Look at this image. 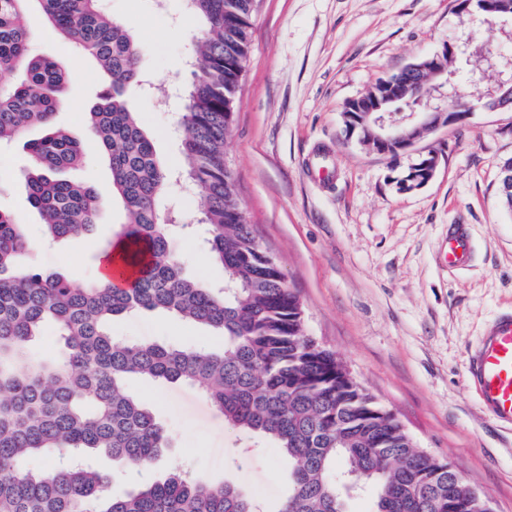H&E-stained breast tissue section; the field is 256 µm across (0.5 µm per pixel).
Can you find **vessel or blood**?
Segmentation results:
<instances>
[{
	"label": "vessel or blood",
	"mask_w": 512,
	"mask_h": 512,
	"mask_svg": "<svg viewBox=\"0 0 512 512\" xmlns=\"http://www.w3.org/2000/svg\"><path fill=\"white\" fill-rule=\"evenodd\" d=\"M472 256L467 225H449L444 263L451 269H463ZM469 378L483 412L495 424L512 429V311L489 323L470 354Z\"/></svg>",
	"instance_id": "obj_1"
}]
</instances>
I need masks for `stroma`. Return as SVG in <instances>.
Returning a JSON list of instances; mask_svg holds the SVG:
<instances>
[{"instance_id": "1", "label": "stroma", "mask_w": 512, "mask_h": 512, "mask_svg": "<svg viewBox=\"0 0 512 512\" xmlns=\"http://www.w3.org/2000/svg\"><path fill=\"white\" fill-rule=\"evenodd\" d=\"M134 32L142 85L128 89L158 158L178 168L171 131L180 114L158 108V89L191 78L198 34L186 0H103ZM34 54L70 76L58 127L79 139L81 166L63 178L101 190L112 176L86 114L106 84L91 58L67 51L40 16L31 20ZM469 40L471 58L453 67L469 95L492 87L512 62V23L487 27L458 13L455 0H257L251 46L224 144L248 223L280 262L304 305L310 336L335 353L416 445L448 461L491 501L512 512V432L481 410L467 377V353L486 323L512 309V212L499 200L498 170L512 158V112L475 111L465 122L420 138L390 158L344 142L346 103L414 58L450 40ZM25 140L0 147V211L26 226L37 268L85 283L100 276L99 255L124 227L121 202L103 194L92 232L49 237L26 202ZM439 166L424 188L397 180L423 149ZM470 228L472 265L441 261L449 225ZM205 227L172 245L187 276L221 283L224 269L201 246ZM114 336L218 349L220 337L159 312L112 320ZM135 392L164 424L176 461L212 483H232L267 512L288 493V470L272 444L256 446L229 429L203 393L184 384L137 383Z\"/></svg>"}]
</instances>
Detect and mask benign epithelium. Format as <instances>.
<instances>
[{"label": "benign epithelium", "instance_id": "obj_1", "mask_svg": "<svg viewBox=\"0 0 512 512\" xmlns=\"http://www.w3.org/2000/svg\"><path fill=\"white\" fill-rule=\"evenodd\" d=\"M460 12L479 18L489 25L512 20V0H458ZM461 53V46L446 43L442 49L423 56L399 71L374 84L372 98L361 96L351 100L350 111L343 112L344 138L351 141L359 129L368 128L376 140L374 150L380 154H397L414 147L416 139L398 133V128H424L431 132L439 126H448L460 120L459 113H471L476 106L488 111H512V76L498 82L497 86L478 98H462L452 81V74L443 66L444 58ZM447 87L446 99L462 100L455 108L435 107L418 110L424 97L435 87ZM439 163L438 154L432 150L419 152V160L411 165L399 180L404 191L419 190L434 177ZM503 196L512 201V159L500 169Z\"/></svg>", "mask_w": 512, "mask_h": 512}]
</instances>
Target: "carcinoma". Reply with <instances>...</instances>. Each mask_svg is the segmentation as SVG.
<instances>
[{"label": "carcinoma", "mask_w": 512, "mask_h": 512, "mask_svg": "<svg viewBox=\"0 0 512 512\" xmlns=\"http://www.w3.org/2000/svg\"><path fill=\"white\" fill-rule=\"evenodd\" d=\"M200 22L198 66L184 88L179 178L200 197L205 251L224 268V287L184 274L172 236L187 225L158 209L170 179L126 97L141 81L135 36L98 0H0V144L33 127L26 200L54 239L88 233L100 193L56 178L83 161V146L52 119L67 74L30 53L38 13L108 84L87 112L125 213L127 284H81L27 262L24 225L0 212V512H263L230 483L210 484L173 468L124 496L106 494L100 458L127 467L160 461L170 448L162 424L130 388L133 380L199 388L233 430L275 443L288 464L278 512H350L366 486L374 512H474L471 485L417 448L389 410L304 328V306L278 260L246 223L224 157L238 76L249 52L254 0H187ZM160 310L224 337L220 350L112 336V317ZM60 345L51 357L32 343L46 324Z\"/></svg>", "instance_id": "carcinoma-1"}]
</instances>
